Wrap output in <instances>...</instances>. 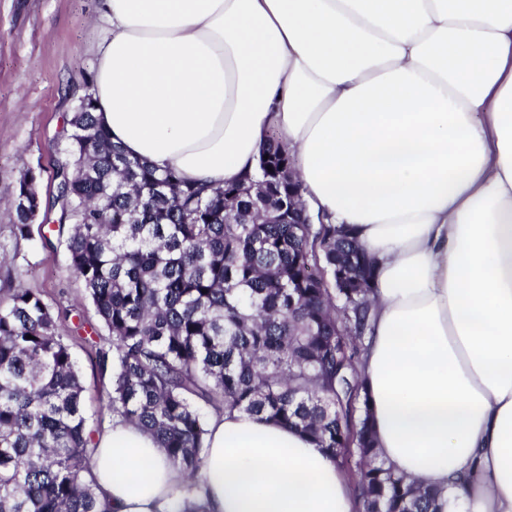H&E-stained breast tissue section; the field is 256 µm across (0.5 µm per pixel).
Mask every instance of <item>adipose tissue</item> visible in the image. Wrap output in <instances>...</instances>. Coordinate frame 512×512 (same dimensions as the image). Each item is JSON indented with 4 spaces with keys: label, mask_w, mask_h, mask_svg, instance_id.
<instances>
[{
    "label": "adipose tissue",
    "mask_w": 512,
    "mask_h": 512,
    "mask_svg": "<svg viewBox=\"0 0 512 512\" xmlns=\"http://www.w3.org/2000/svg\"><path fill=\"white\" fill-rule=\"evenodd\" d=\"M94 96L133 157L219 186L276 132L308 209L376 261L363 369L382 460L439 512H512V0H102ZM112 512H173L185 480L113 418ZM207 512H357L299 430L212 417Z\"/></svg>",
    "instance_id": "1"
}]
</instances>
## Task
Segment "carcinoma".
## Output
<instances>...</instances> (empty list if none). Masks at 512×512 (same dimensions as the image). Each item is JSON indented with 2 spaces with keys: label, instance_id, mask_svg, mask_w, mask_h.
Masks as SVG:
<instances>
[{
  "label": "carcinoma",
  "instance_id": "carcinoma-1",
  "mask_svg": "<svg viewBox=\"0 0 512 512\" xmlns=\"http://www.w3.org/2000/svg\"><path fill=\"white\" fill-rule=\"evenodd\" d=\"M94 94L69 121L56 220L98 329L66 327L40 294L0 299V512H111L91 472L93 430L71 352L79 339L112 368L106 408L140 425L197 473L209 416L238 411L295 427L354 475L362 512H439V493L379 458L363 337L373 262L344 224H289L288 189L258 176L212 188L157 170L111 140ZM259 155L292 162L276 137ZM15 234L41 200L20 174ZM196 485L175 512H206Z\"/></svg>",
  "mask_w": 512,
  "mask_h": 512
}]
</instances>
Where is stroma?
I'll return each instance as SVG.
<instances>
[{"instance_id": "obj_1", "label": "stroma", "mask_w": 512, "mask_h": 512, "mask_svg": "<svg viewBox=\"0 0 512 512\" xmlns=\"http://www.w3.org/2000/svg\"><path fill=\"white\" fill-rule=\"evenodd\" d=\"M99 0H0V295L11 288L41 294L68 320L97 324L82 281L68 267L51 228L63 131L96 70V53L107 33ZM37 176L40 213L28 237L13 233L10 206L21 171ZM84 386L89 421L104 411L111 374L84 342L71 347Z\"/></svg>"}]
</instances>
